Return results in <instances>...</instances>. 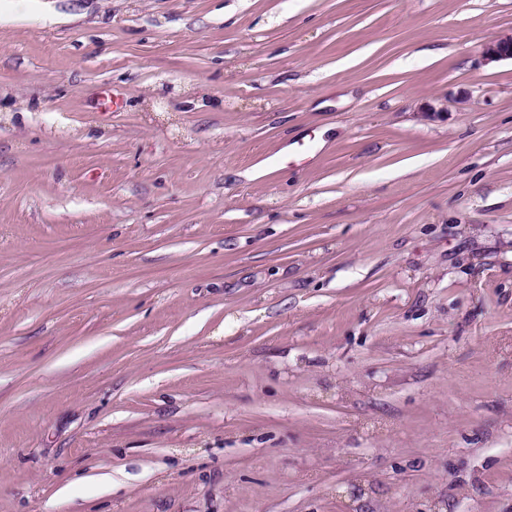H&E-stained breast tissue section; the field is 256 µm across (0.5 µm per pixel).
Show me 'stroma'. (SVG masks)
<instances>
[{
  "instance_id": "stroma-1",
  "label": "stroma",
  "mask_w": 512,
  "mask_h": 512,
  "mask_svg": "<svg viewBox=\"0 0 512 512\" xmlns=\"http://www.w3.org/2000/svg\"><path fill=\"white\" fill-rule=\"evenodd\" d=\"M510 34L0 0V512H512ZM482 57L485 64L498 62L503 59L512 60V36L486 42Z\"/></svg>"
}]
</instances>
